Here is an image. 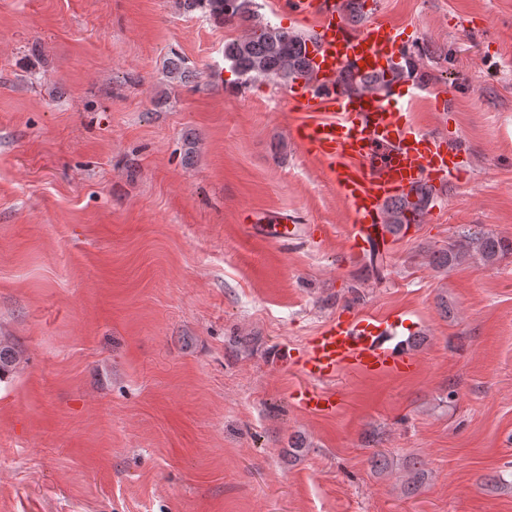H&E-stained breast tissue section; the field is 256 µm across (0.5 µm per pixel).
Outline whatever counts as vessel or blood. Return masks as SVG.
I'll list each match as a JSON object with an SVG mask.
<instances>
[{
	"label": "vessel or blood",
	"mask_w": 512,
	"mask_h": 512,
	"mask_svg": "<svg viewBox=\"0 0 512 512\" xmlns=\"http://www.w3.org/2000/svg\"><path fill=\"white\" fill-rule=\"evenodd\" d=\"M290 14L314 16L317 37L308 52L315 82H300L292 93L311 115L294 140L326 170L342 195L351 221L350 257L359 258L388 242L385 205L423 181L463 182V151L453 139L421 130L399 103L403 86L398 74L411 55L400 29L383 16H371L359 27L346 20L343 0H286ZM361 77L388 76L385 92L348 94L338 79L344 71ZM261 237L287 246L297 225L273 215L256 220ZM402 315L374 319L346 308L328 320L291 363L306 381L299 402L314 414L336 410V395L326 383L341 371L370 376L408 367L399 330Z\"/></svg>",
	"instance_id": "b4317fda"
}]
</instances>
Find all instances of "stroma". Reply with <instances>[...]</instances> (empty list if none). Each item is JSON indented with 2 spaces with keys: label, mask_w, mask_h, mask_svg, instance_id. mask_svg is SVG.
I'll list each match as a JSON object with an SVG mask.
<instances>
[{
  "label": "stroma",
  "mask_w": 512,
  "mask_h": 512,
  "mask_svg": "<svg viewBox=\"0 0 512 512\" xmlns=\"http://www.w3.org/2000/svg\"><path fill=\"white\" fill-rule=\"evenodd\" d=\"M376 4L430 76L404 110L469 161L380 264L347 256L289 86L229 88L242 28L175 0H0V512H512V255L430 262L469 228L512 239V0ZM274 210L327 235L255 240L242 214ZM348 302L403 313L418 365L340 373L335 413L305 412L285 353Z\"/></svg>",
  "instance_id": "1"
}]
</instances>
